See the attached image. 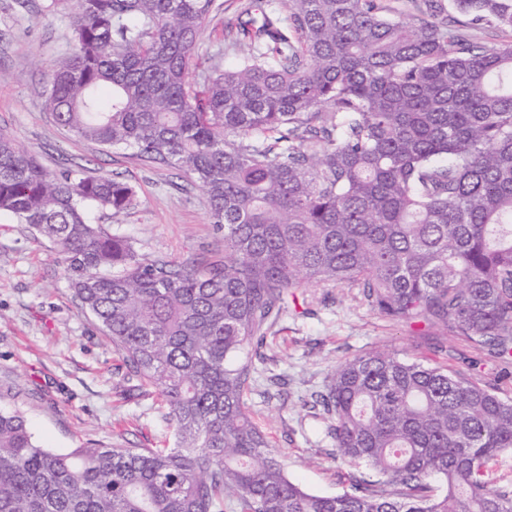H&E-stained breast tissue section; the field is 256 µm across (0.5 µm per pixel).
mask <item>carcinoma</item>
Instances as JSON below:
<instances>
[{
    "mask_svg": "<svg viewBox=\"0 0 512 512\" xmlns=\"http://www.w3.org/2000/svg\"><path fill=\"white\" fill-rule=\"evenodd\" d=\"M250 0L234 65L200 67L216 0H46L72 22L45 109L78 140L170 165L203 190L224 260L152 258L94 223L137 191L51 172L0 132V214L29 225L81 310L153 387L172 448L36 445L0 409V512H512L486 480L512 450V398L446 365L370 350L311 408L336 454L379 479L312 493L252 421L253 355L295 288H356L512 363V42L448 25L444 0ZM512 30V0H454ZM446 484L443 495L432 482Z\"/></svg>",
    "mask_w": 512,
    "mask_h": 512,
    "instance_id": "carcinoma-1",
    "label": "carcinoma"
}]
</instances>
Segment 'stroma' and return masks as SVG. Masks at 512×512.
<instances>
[{
  "instance_id": "stroma-1",
  "label": "stroma",
  "mask_w": 512,
  "mask_h": 512,
  "mask_svg": "<svg viewBox=\"0 0 512 512\" xmlns=\"http://www.w3.org/2000/svg\"><path fill=\"white\" fill-rule=\"evenodd\" d=\"M241 0L222 6L203 31L201 60L237 49L225 36ZM71 28L45 0H0V130L45 168L82 166L117 175L136 186L127 213H96L111 232L136 240L154 258L224 256V233L211 224L203 193L178 169L144 164L126 150H102L75 141L44 107L50 63L68 53ZM268 332L265 358L256 362L251 416L284 456L290 478L318 494L348 489L350 466L337 459L322 418L306 401L322 390L334 366L369 350L445 364L512 397V375L488 352L433 328L371 310L345 288L308 287ZM287 379L284 394L267 396L269 379ZM0 407L19 410L36 443L66 451L86 442L110 448H164L173 434L154 388L135 390L121 355L92 319L82 314L61 265L28 225L0 217Z\"/></svg>"
}]
</instances>
